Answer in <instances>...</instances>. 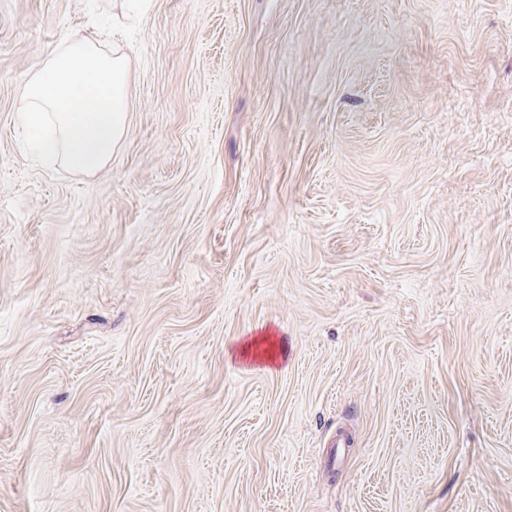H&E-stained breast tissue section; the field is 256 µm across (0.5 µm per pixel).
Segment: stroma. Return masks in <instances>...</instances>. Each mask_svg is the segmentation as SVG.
Masks as SVG:
<instances>
[{
    "label": "stroma",
    "mask_w": 512,
    "mask_h": 512,
    "mask_svg": "<svg viewBox=\"0 0 512 512\" xmlns=\"http://www.w3.org/2000/svg\"><path fill=\"white\" fill-rule=\"evenodd\" d=\"M105 24L127 135L33 165ZM0 512H512V0H0Z\"/></svg>",
    "instance_id": "obj_1"
}]
</instances>
